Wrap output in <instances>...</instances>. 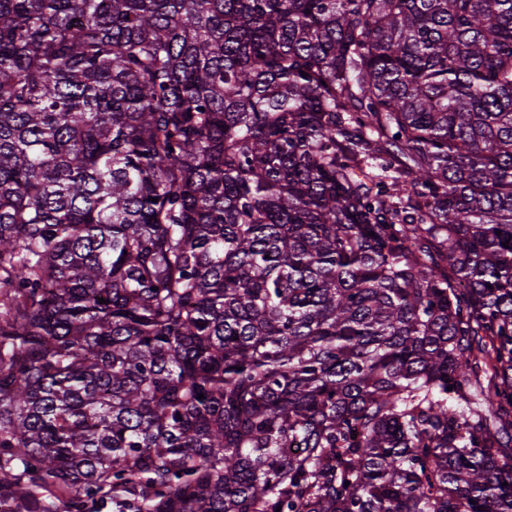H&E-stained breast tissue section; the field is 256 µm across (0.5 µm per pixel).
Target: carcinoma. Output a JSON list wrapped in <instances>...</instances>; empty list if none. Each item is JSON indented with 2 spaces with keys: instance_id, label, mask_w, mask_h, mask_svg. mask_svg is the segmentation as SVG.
Masks as SVG:
<instances>
[{
  "instance_id": "obj_1",
  "label": "carcinoma",
  "mask_w": 512,
  "mask_h": 512,
  "mask_svg": "<svg viewBox=\"0 0 512 512\" xmlns=\"http://www.w3.org/2000/svg\"><path fill=\"white\" fill-rule=\"evenodd\" d=\"M0 512H512V0H0Z\"/></svg>"
}]
</instances>
